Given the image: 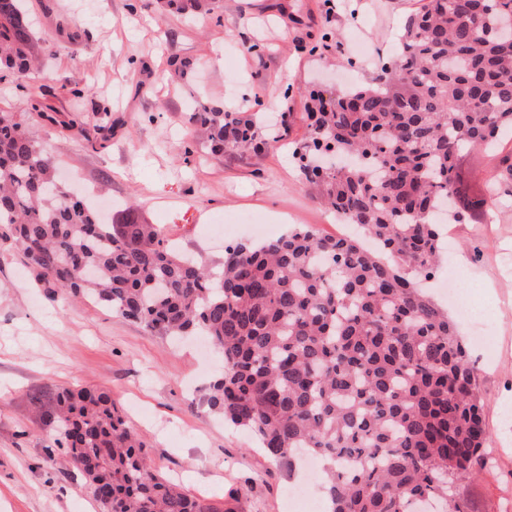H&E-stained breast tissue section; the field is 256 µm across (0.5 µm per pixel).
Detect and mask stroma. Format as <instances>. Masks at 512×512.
<instances>
[{"label": "stroma", "mask_w": 512, "mask_h": 512, "mask_svg": "<svg viewBox=\"0 0 512 512\" xmlns=\"http://www.w3.org/2000/svg\"><path fill=\"white\" fill-rule=\"evenodd\" d=\"M47 41L43 71L0 80V110L24 119L60 175L107 220L129 206L179 248L219 264L225 247L277 237L294 224L331 233L334 212L299 171L310 90L369 83L393 57L418 0H217L211 13L161 16L155 0H27ZM190 61L186 74L172 59ZM205 103L253 115L254 147L198 144L187 114ZM95 121L110 139H84L40 111ZM495 223L444 229L441 270L462 272L482 323L458 329L484 396V461L457 483L469 512H512V195ZM220 363L200 337L173 344L83 299L48 300L0 226V512H102L84 479L61 474L41 423L45 394L106 387L149 442L166 478L221 512H323L320 485L270 461L253 436L203 400Z\"/></svg>", "instance_id": "stroma-1"}]
</instances>
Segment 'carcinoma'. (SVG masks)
I'll use <instances>...</instances> for the list:
<instances>
[{
	"label": "carcinoma",
	"instance_id": "obj_1",
	"mask_svg": "<svg viewBox=\"0 0 512 512\" xmlns=\"http://www.w3.org/2000/svg\"><path fill=\"white\" fill-rule=\"evenodd\" d=\"M209 0H162L171 13ZM512 0H420L400 50L372 84L318 99L301 159L322 203L370 247L299 224L239 243L219 269L130 214L107 224L57 183L51 156L0 112V224L55 302L90 297L162 336H207L224 370L204 393L224 421L291 466L323 468L331 512H412L422 496L468 512L450 488L481 464L489 431L465 346L414 283L440 256L435 215L455 206L461 151L512 128ZM46 40L26 0H0V75L33 78ZM189 122L211 152L254 141V124L200 105ZM493 197L469 195L468 215ZM54 446L103 512H215L166 481L103 387L65 388L42 414Z\"/></svg>",
	"mask_w": 512,
	"mask_h": 512
}]
</instances>
